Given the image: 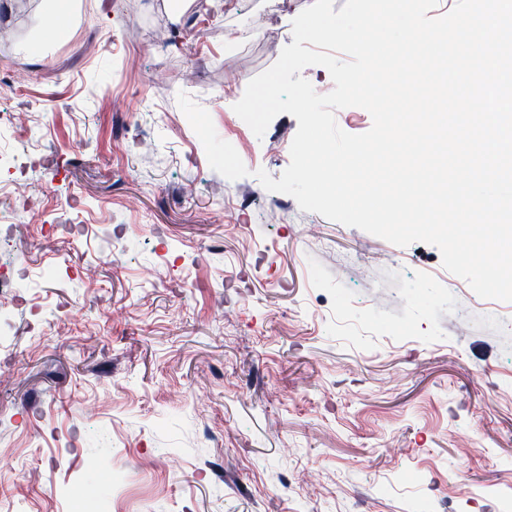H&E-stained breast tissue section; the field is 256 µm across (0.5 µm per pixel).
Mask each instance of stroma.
<instances>
[{
	"mask_svg": "<svg viewBox=\"0 0 512 512\" xmlns=\"http://www.w3.org/2000/svg\"><path fill=\"white\" fill-rule=\"evenodd\" d=\"M41 0L0 7V113L28 112L46 221L0 328V512H507L512 302L264 189L297 120L214 171L174 92L222 140L313 0ZM202 40H194L195 30ZM467 309L466 321L452 317Z\"/></svg>",
	"mask_w": 512,
	"mask_h": 512,
	"instance_id": "35a3bbf8",
	"label": "stroma"
}]
</instances>
